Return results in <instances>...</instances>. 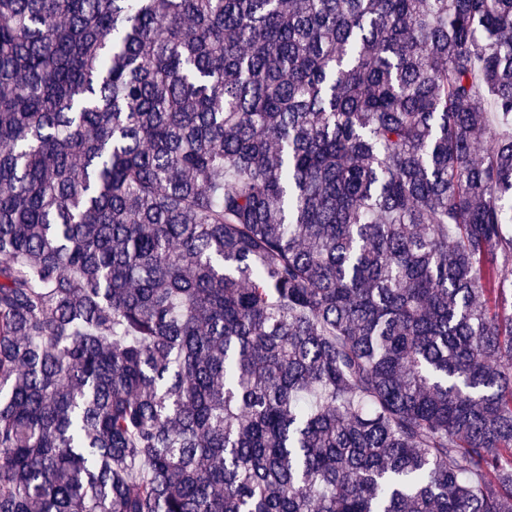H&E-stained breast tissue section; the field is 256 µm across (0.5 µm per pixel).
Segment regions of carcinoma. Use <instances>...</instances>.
<instances>
[{
    "label": "carcinoma",
    "instance_id": "carcinoma-1",
    "mask_svg": "<svg viewBox=\"0 0 512 512\" xmlns=\"http://www.w3.org/2000/svg\"><path fill=\"white\" fill-rule=\"evenodd\" d=\"M0 512H512V0H0Z\"/></svg>",
    "mask_w": 512,
    "mask_h": 512
}]
</instances>
